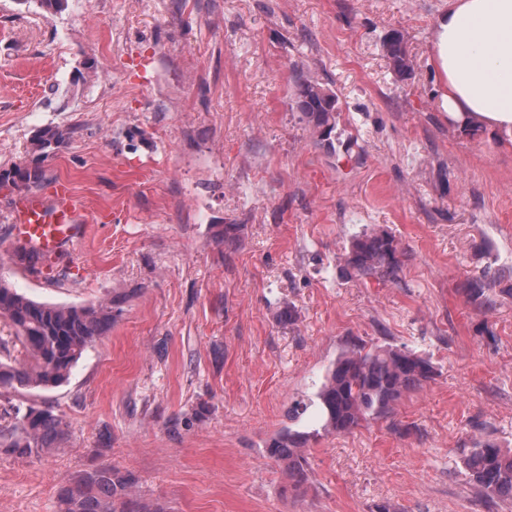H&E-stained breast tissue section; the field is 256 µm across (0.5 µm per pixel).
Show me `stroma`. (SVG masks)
<instances>
[{"label":"stroma","mask_w":512,"mask_h":512,"mask_svg":"<svg viewBox=\"0 0 512 512\" xmlns=\"http://www.w3.org/2000/svg\"><path fill=\"white\" fill-rule=\"evenodd\" d=\"M447 7L0 0V280L121 307L66 384L0 389V410L64 424L51 452L0 454V512H57L65 481L105 465L164 512H512L462 464L480 441L512 449V141L439 108L430 37ZM395 30L405 80L382 49ZM300 72L337 97L330 144L295 108ZM48 127L69 137L44 155ZM60 180L89 231L28 267L9 214ZM383 231L398 280L349 273L351 241ZM481 274L486 308L466 292ZM355 341L412 350L434 375L348 434L306 415L295 493L268 445Z\"/></svg>","instance_id":"1"}]
</instances>
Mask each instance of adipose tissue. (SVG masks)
<instances>
[{
  "instance_id": "adipose-tissue-1",
  "label": "adipose tissue",
  "mask_w": 512,
  "mask_h": 512,
  "mask_svg": "<svg viewBox=\"0 0 512 512\" xmlns=\"http://www.w3.org/2000/svg\"><path fill=\"white\" fill-rule=\"evenodd\" d=\"M431 49L442 112L512 136V0H450Z\"/></svg>"
}]
</instances>
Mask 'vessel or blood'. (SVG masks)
I'll list each match as a JSON object with an SVG mask.
<instances>
[{"label": "vessel or blood", "mask_w": 512, "mask_h": 512, "mask_svg": "<svg viewBox=\"0 0 512 512\" xmlns=\"http://www.w3.org/2000/svg\"><path fill=\"white\" fill-rule=\"evenodd\" d=\"M20 245L58 256L71 241L84 237V209L68 182H57L52 195L28 197L12 213Z\"/></svg>", "instance_id": "1"}]
</instances>
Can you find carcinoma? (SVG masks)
<instances>
[{"label":"carcinoma","mask_w":512,"mask_h":512,"mask_svg":"<svg viewBox=\"0 0 512 512\" xmlns=\"http://www.w3.org/2000/svg\"><path fill=\"white\" fill-rule=\"evenodd\" d=\"M393 71L402 78L412 72L402 36L388 35L383 41ZM295 105L312 127L318 141L330 142L336 127L334 94L304 74L295 79ZM67 133L46 128L34 139L44 152L59 147ZM347 266L361 277L395 281L401 262L395 238L372 233L352 240ZM0 316L17 329L16 339L23 359L14 364L0 362V388L50 389L69 380L73 367L86 349L112 327V306L62 307L34 301L0 280ZM433 367L426 358L389 346L365 349L361 344L342 352L327 369L315 398L295 403L292 418L309 409L317 411L323 428L336 434L350 433L369 420L385 418L408 392L431 378ZM63 434L62 419L49 409H16L0 414V453L28 458L53 450ZM307 436L286 428L269 444L270 456L285 464L288 486L305 490L308 462L303 451ZM470 480L480 493L493 501H512V451L494 443L479 442L464 458ZM136 476L112 466L85 473L58 492L59 512H161L134 499Z\"/></svg>","instance_id":"obj_1"}]
</instances>
